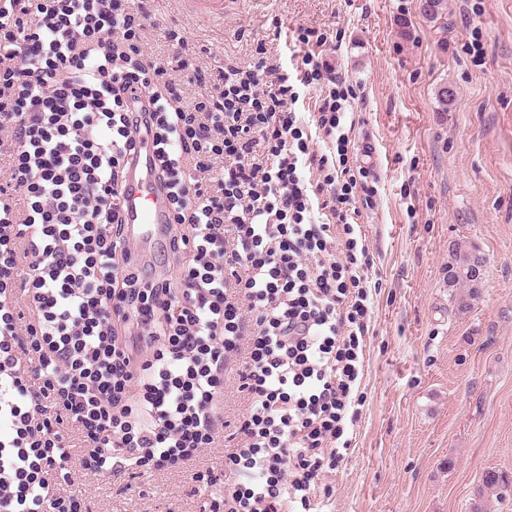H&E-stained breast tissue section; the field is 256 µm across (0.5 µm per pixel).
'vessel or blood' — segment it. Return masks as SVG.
Masks as SVG:
<instances>
[{
  "label": "vessel or blood",
  "instance_id": "vessel-or-blood-1",
  "mask_svg": "<svg viewBox=\"0 0 512 512\" xmlns=\"http://www.w3.org/2000/svg\"><path fill=\"white\" fill-rule=\"evenodd\" d=\"M155 150L151 140L140 146L138 167L129 179L125 199V215L129 224V236L137 241L157 242L163 237L168 222L169 209L165 196L155 188Z\"/></svg>",
  "mask_w": 512,
  "mask_h": 512
}]
</instances>
